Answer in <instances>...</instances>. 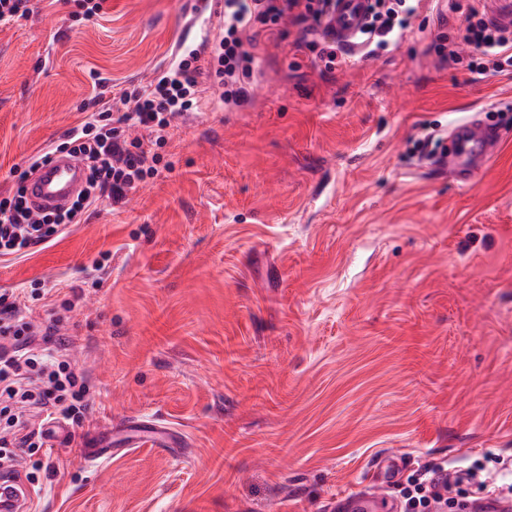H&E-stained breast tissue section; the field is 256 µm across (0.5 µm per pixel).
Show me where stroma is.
Wrapping results in <instances>:
<instances>
[{
	"mask_svg": "<svg viewBox=\"0 0 512 512\" xmlns=\"http://www.w3.org/2000/svg\"><path fill=\"white\" fill-rule=\"evenodd\" d=\"M188 2L105 0L80 23L34 0L0 24V196L102 87L171 64ZM298 32L254 20L247 103L211 88L126 204L0 256V292L85 293L92 400L42 457L37 512H324L385 455L401 501L424 467L476 470L465 502L512 459V74L441 60L432 17L331 70ZM474 117L500 143L461 187L413 145ZM101 421L120 454L84 464Z\"/></svg>",
	"mask_w": 512,
	"mask_h": 512,
	"instance_id": "1",
	"label": "stroma"
}]
</instances>
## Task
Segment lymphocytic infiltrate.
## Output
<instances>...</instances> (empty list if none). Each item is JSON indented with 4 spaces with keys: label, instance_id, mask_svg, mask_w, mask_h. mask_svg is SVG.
<instances>
[{
    "label": "lymphocytic infiltrate",
    "instance_id": "1",
    "mask_svg": "<svg viewBox=\"0 0 512 512\" xmlns=\"http://www.w3.org/2000/svg\"><path fill=\"white\" fill-rule=\"evenodd\" d=\"M478 4L448 0V13L457 22L434 49L456 62L460 48L467 46L474 50L470 72L511 73L512 34L487 25ZM331 7L332 0H224L223 37L181 55L145 88L122 89L111 99H99L98 111L67 132L63 148L78 155L88 171L85 189L68 209L38 214L24 193L0 198V255L25 253L79 223L91 205L105 199L122 203L157 176V148L174 119L197 107L204 79L223 86L225 104L246 103L254 73L246 33L256 16L298 25L297 46L313 52L325 68H335V48L316 38ZM418 7L419 0H372L363 39L370 54L388 51L412 32ZM73 306L72 299H62L36 319L25 293L0 295V473H13L18 452L33 455L43 448L48 426L84 423L90 386L71 356L75 338L64 331ZM474 477L472 470L460 469L440 488L434 471H426L421 495L407 499L405 512H415L430 499L447 512L455 505L450 490Z\"/></svg>",
    "mask_w": 512,
    "mask_h": 512
}]
</instances>
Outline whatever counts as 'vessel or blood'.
<instances>
[{"mask_svg":"<svg viewBox=\"0 0 512 512\" xmlns=\"http://www.w3.org/2000/svg\"><path fill=\"white\" fill-rule=\"evenodd\" d=\"M368 5L369 0H335L324 24L329 41L350 54L360 53L357 37L366 22ZM483 5L485 18L491 26L512 31V0H483ZM190 12L191 17L185 27L193 41L200 44L209 39V21L215 15L223 14L224 3L223 0H194ZM499 140L498 133L492 127L474 118L449 130L447 150L436 152L434 159L440 169L452 174L458 185L465 186L470 183L473 173L494 154ZM84 177L80 161L61 153L53 154L31 180L28 186L29 201L38 210L66 207L79 192ZM108 431V426H100L96 440L82 448L86 464H97L112 458L114 448L102 442ZM394 473L392 461H383L365 488L330 498L326 512H385L391 500ZM470 509L471 512H512V500L487 493L475 500Z\"/></svg>","mask_w":512,"mask_h":512,"instance_id":"b4317fda","label":"vessel or blood"}]
</instances>
